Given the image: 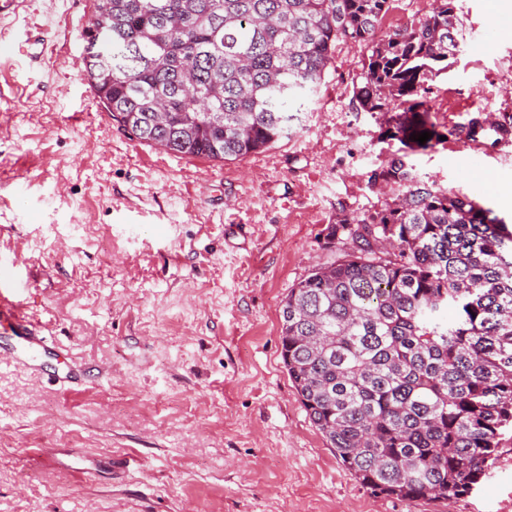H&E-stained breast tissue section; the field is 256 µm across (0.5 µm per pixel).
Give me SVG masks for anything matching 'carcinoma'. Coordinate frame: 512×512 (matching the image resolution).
I'll return each instance as SVG.
<instances>
[{
	"label": "carcinoma",
	"mask_w": 512,
	"mask_h": 512,
	"mask_svg": "<svg viewBox=\"0 0 512 512\" xmlns=\"http://www.w3.org/2000/svg\"><path fill=\"white\" fill-rule=\"evenodd\" d=\"M387 3L98 0L84 75L139 141L227 160L288 137V99L317 90L337 41L366 45L353 102L394 113L401 147L370 179L398 195L325 228L327 246L349 251L289 289L281 358L363 486L448 502L479 483L512 428V228L410 160L413 136H436L425 83L462 52L454 0L374 42Z\"/></svg>",
	"instance_id": "1"
}]
</instances>
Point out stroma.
Segmentation results:
<instances>
[{
  "instance_id": "stroma-1",
  "label": "stroma",
  "mask_w": 512,
  "mask_h": 512,
  "mask_svg": "<svg viewBox=\"0 0 512 512\" xmlns=\"http://www.w3.org/2000/svg\"><path fill=\"white\" fill-rule=\"evenodd\" d=\"M95 0H22L0 37L38 22L45 52H0V256L48 329L43 371L0 368V512H512V450L467 496L410 505L374 496L309 420L280 356L281 310L332 264L338 214L392 200L370 181L399 141L356 111L365 46L337 42L300 123L229 160L141 143L84 97ZM465 43L429 82L442 140L419 174L512 224V138L449 136L490 109L512 117V0H455ZM90 370L69 394L52 386ZM72 460L90 468L77 480Z\"/></svg>"
}]
</instances>
